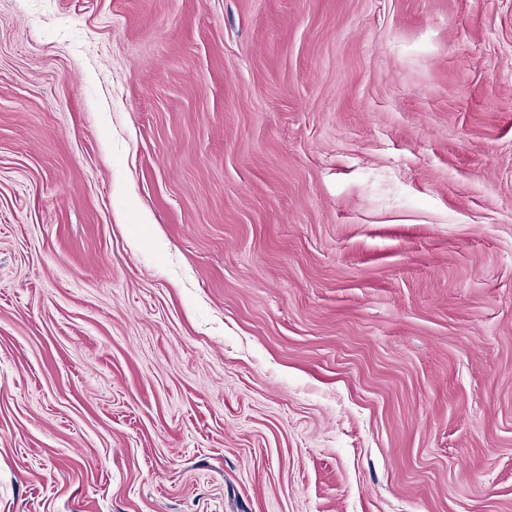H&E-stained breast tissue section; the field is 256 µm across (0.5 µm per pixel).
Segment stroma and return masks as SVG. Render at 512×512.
Returning a JSON list of instances; mask_svg holds the SVG:
<instances>
[{
  "instance_id": "obj_1",
  "label": "stroma",
  "mask_w": 512,
  "mask_h": 512,
  "mask_svg": "<svg viewBox=\"0 0 512 512\" xmlns=\"http://www.w3.org/2000/svg\"><path fill=\"white\" fill-rule=\"evenodd\" d=\"M0 512H512V0H0Z\"/></svg>"
}]
</instances>
